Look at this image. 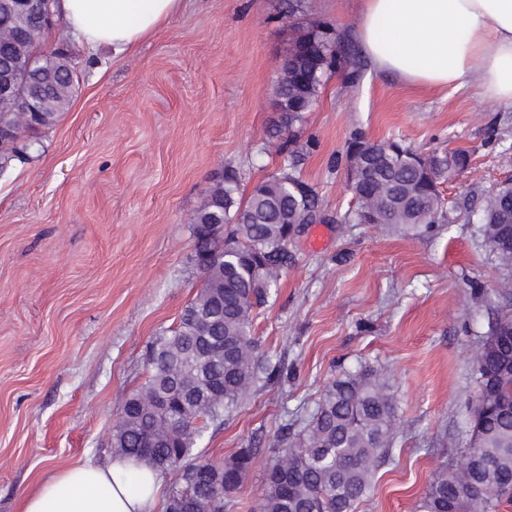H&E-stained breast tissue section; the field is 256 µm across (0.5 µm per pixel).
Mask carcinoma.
<instances>
[{
    "label": "carcinoma",
    "mask_w": 512,
    "mask_h": 512,
    "mask_svg": "<svg viewBox=\"0 0 512 512\" xmlns=\"http://www.w3.org/2000/svg\"><path fill=\"white\" fill-rule=\"evenodd\" d=\"M320 22L292 38L295 48L310 44L311 56L285 60L279 68L278 108L284 128L302 121L316 100L326 70L337 64L320 40ZM12 36L0 42V82L13 84L12 98L0 97V170L38 145L37 135L67 111L78 75L68 54L40 50L46 28L35 19L16 23L0 11V29ZM367 167L347 168V187L357 202L356 215L406 233L430 235L444 218L439 190L448 168L465 170L463 150L424 154L397 140L352 141ZM282 171L257 184L249 195L234 170L217 178L191 220L193 265L202 285L183 310L179 324L159 337L149 354L150 372L138 394L160 400L142 407L137 394L124 404L113 435L114 452L145 461L161 476L174 478L165 502L192 494L195 512H212L214 503L237 491L256 458L241 448L215 463L194 453L205 427L238 408L242 393L261 382L282 383L284 366L263 356L252 335L254 310L264 306L278 272L288 267V227L316 221L315 191L297 193L293 173ZM484 244L500 266L512 270V182L503 183L477 218ZM495 319L508 330L485 333L486 364L475 370L478 393L469 420L470 442L479 445L486 464L461 485L446 473L427 486L418 512H497L512 502V292L500 294ZM394 394L389 381L370 367L347 371L323 390L295 440L278 439L282 460L269 464L257 512H355L370 488L376 467L393 460Z\"/></svg>",
    "instance_id": "1"
}]
</instances>
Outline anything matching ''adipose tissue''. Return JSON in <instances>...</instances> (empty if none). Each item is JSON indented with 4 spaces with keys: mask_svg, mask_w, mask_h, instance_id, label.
Segmentation results:
<instances>
[{
    "mask_svg": "<svg viewBox=\"0 0 512 512\" xmlns=\"http://www.w3.org/2000/svg\"><path fill=\"white\" fill-rule=\"evenodd\" d=\"M184 0H56L77 41L132 53L183 9ZM358 40L374 66L408 83L472 89L512 106V0H363ZM162 478L117 457L51 474L22 512H156Z\"/></svg>",
    "mask_w": 512,
    "mask_h": 512,
    "instance_id": "obj_1",
    "label": "adipose tissue"
}]
</instances>
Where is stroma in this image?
Masks as SVG:
<instances>
[{
  "label": "stroma",
  "instance_id": "35a3bbf8",
  "mask_svg": "<svg viewBox=\"0 0 512 512\" xmlns=\"http://www.w3.org/2000/svg\"><path fill=\"white\" fill-rule=\"evenodd\" d=\"M358 9L359 0H188L119 58L80 46L62 20L45 33L42 50L72 56L79 88L39 149L0 174V512H20L52 471L112 459L150 343L200 284L190 217L212 176L236 168L249 190L295 149L320 216L289 242L292 261L253 322L261 353L284 359L288 379L253 387L198 445L217 461L256 450L224 512H254L284 425L360 366L389 378L396 433L392 461L355 512H416L432 478L460 463L473 353L500 292L512 290L473 222L512 180V107L378 70L353 30ZM313 21L334 33L339 64L293 138H279L277 64ZM356 137L469 152L467 169L440 187L437 235L342 223L356 208L343 162Z\"/></svg>",
  "mask_w": 512,
  "mask_h": 512
}]
</instances>
